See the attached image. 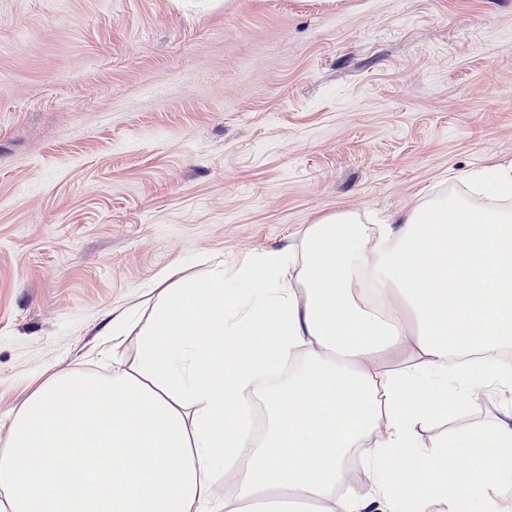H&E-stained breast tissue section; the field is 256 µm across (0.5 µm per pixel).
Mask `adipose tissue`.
Wrapping results in <instances>:
<instances>
[{
  "mask_svg": "<svg viewBox=\"0 0 512 512\" xmlns=\"http://www.w3.org/2000/svg\"><path fill=\"white\" fill-rule=\"evenodd\" d=\"M458 181L113 309L135 364L35 383L0 512H512V404L451 423L512 391V164Z\"/></svg>",
  "mask_w": 512,
  "mask_h": 512,
  "instance_id": "ef3b65f1",
  "label": "adipose tissue"
}]
</instances>
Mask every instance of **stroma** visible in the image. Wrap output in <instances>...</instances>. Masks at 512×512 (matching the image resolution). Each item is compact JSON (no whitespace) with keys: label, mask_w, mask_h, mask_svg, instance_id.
<instances>
[{"label":"stroma","mask_w":512,"mask_h":512,"mask_svg":"<svg viewBox=\"0 0 512 512\" xmlns=\"http://www.w3.org/2000/svg\"><path fill=\"white\" fill-rule=\"evenodd\" d=\"M512 160V0H0V448L112 308Z\"/></svg>","instance_id":"1"}]
</instances>
